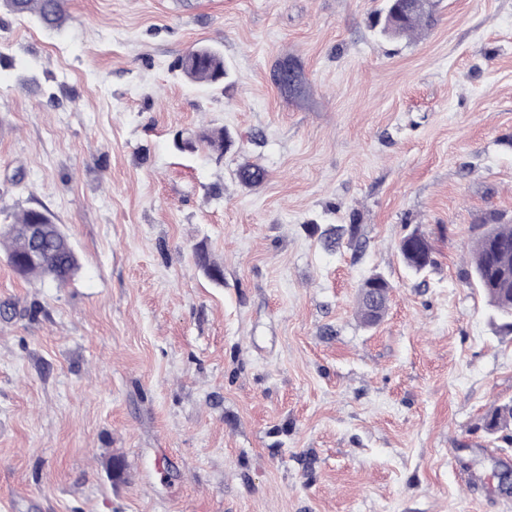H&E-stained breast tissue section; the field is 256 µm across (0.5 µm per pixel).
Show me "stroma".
<instances>
[{
    "instance_id": "stroma-1",
    "label": "stroma",
    "mask_w": 512,
    "mask_h": 512,
    "mask_svg": "<svg viewBox=\"0 0 512 512\" xmlns=\"http://www.w3.org/2000/svg\"><path fill=\"white\" fill-rule=\"evenodd\" d=\"M436 4L401 38L385 0L0 8V222L47 208L79 260L61 288L0 249V512H512V335L464 278L512 222V0ZM199 44L224 84L180 71ZM202 127L222 162L175 148ZM12 13L31 15L44 28L61 27L67 20V0H1ZM415 234L418 235V239L413 241L410 247L406 246V237H403L399 243V250L403 257L406 266L412 270L418 272V258L420 255L431 256L429 264L423 269H427L434 265V253L435 249L432 242L425 236L424 233L418 229L415 230ZM512 424V402L493 406L486 417V428L494 433Z\"/></svg>"
}]
</instances>
